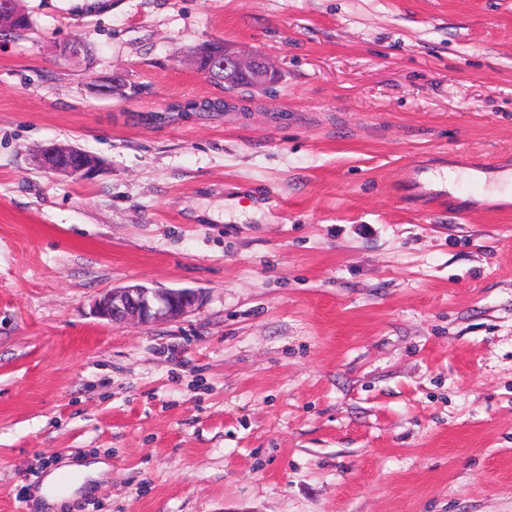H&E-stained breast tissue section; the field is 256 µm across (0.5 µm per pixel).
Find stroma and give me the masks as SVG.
I'll list each match as a JSON object with an SVG mask.
<instances>
[{"label": "stroma", "instance_id": "obj_1", "mask_svg": "<svg viewBox=\"0 0 512 512\" xmlns=\"http://www.w3.org/2000/svg\"><path fill=\"white\" fill-rule=\"evenodd\" d=\"M19 6L0 512H512V210L406 181L512 168V0ZM213 42L279 80L225 90L186 62ZM51 143L100 166L43 170ZM135 284L200 300L144 326L93 315ZM67 458L109 471L47 508Z\"/></svg>", "mask_w": 512, "mask_h": 512}]
</instances>
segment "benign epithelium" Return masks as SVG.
<instances>
[{
	"instance_id": "1",
	"label": "benign epithelium",
	"mask_w": 512,
	"mask_h": 512,
	"mask_svg": "<svg viewBox=\"0 0 512 512\" xmlns=\"http://www.w3.org/2000/svg\"><path fill=\"white\" fill-rule=\"evenodd\" d=\"M208 62L204 75L229 86L246 82L260 89L270 85L277 76L276 69L259 55L213 50ZM36 160L46 170L72 178L85 177L99 165L95 157L83 154L74 145L45 146L37 152ZM197 301L198 294L192 290L134 285L101 292L92 309L96 317L113 324H148L178 320Z\"/></svg>"
}]
</instances>
